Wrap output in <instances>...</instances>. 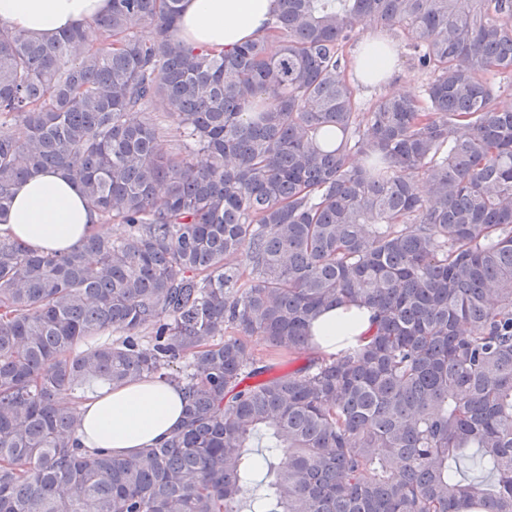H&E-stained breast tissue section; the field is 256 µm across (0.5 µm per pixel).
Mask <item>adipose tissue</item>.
<instances>
[{
    "label": "adipose tissue",
    "mask_w": 512,
    "mask_h": 512,
    "mask_svg": "<svg viewBox=\"0 0 512 512\" xmlns=\"http://www.w3.org/2000/svg\"><path fill=\"white\" fill-rule=\"evenodd\" d=\"M111 7L112 0H0V22L49 40L62 30L105 18ZM273 7V0H182L177 35L190 47L230 50L264 33ZM104 232L78 189L57 171L27 176L10 208L0 212V233L45 253L73 249ZM370 325L366 309L328 310L313 325L316 346L335 353L338 341L361 335ZM76 410L74 437L81 448L128 457L168 437L183 419L184 401L176 386L149 379L89 391Z\"/></svg>",
    "instance_id": "ef3b65f1"
}]
</instances>
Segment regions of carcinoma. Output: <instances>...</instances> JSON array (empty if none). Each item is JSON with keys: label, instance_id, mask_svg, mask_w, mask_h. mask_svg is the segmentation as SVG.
<instances>
[{"label": "carcinoma", "instance_id": "cac0c4a2", "mask_svg": "<svg viewBox=\"0 0 512 512\" xmlns=\"http://www.w3.org/2000/svg\"><path fill=\"white\" fill-rule=\"evenodd\" d=\"M180 13L0 23V211L61 169L121 225L0 235V512H240L263 439L252 512H512V0H276L218 53ZM370 18L429 81L364 112L344 48ZM349 303L370 329L321 354L312 322ZM254 336L306 362L249 384ZM144 378L183 390L179 430L72 446L66 393Z\"/></svg>", "mask_w": 512, "mask_h": 512}]
</instances>
